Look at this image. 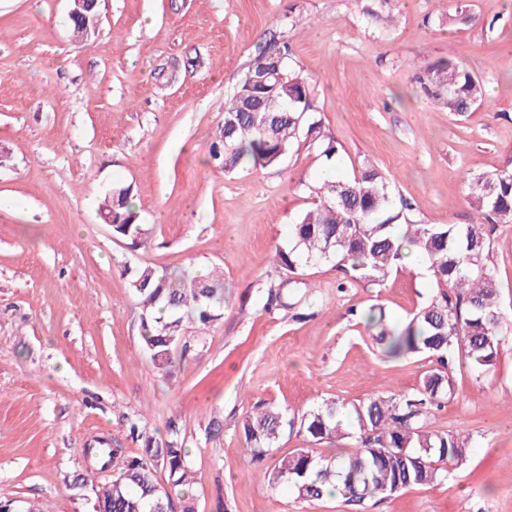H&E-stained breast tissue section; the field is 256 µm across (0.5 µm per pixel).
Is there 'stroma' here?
<instances>
[{
    "instance_id": "35a3bbf8",
    "label": "stroma",
    "mask_w": 512,
    "mask_h": 512,
    "mask_svg": "<svg viewBox=\"0 0 512 512\" xmlns=\"http://www.w3.org/2000/svg\"><path fill=\"white\" fill-rule=\"evenodd\" d=\"M70 8L0 0V506L94 512V487L120 465L84 451L140 456L135 425L189 449L195 512H358L269 483L280 458L345 454L350 440L287 427L255 461L242 420L267 404L298 419L326 400L413 393L429 362L385 359L362 316L379 304L405 320L441 289L410 263L380 283L332 261L289 275L275 248L311 207L324 158L303 145L227 175L209 147L259 50L284 45L339 149L337 175L375 168L411 219L468 223L467 179L512 163V0H100L87 42ZM453 55L486 88L465 114L419 82ZM115 182L147 227L139 249L99 217ZM489 237L512 322V224ZM140 265L224 275L222 318L188 326L189 350L165 371L124 273ZM452 381L428 423L469 438L466 464L365 512H512V335L491 371L455 357Z\"/></svg>"
}]
</instances>
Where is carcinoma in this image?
Segmentation results:
<instances>
[{"label":"carcinoma","mask_w":512,"mask_h":512,"mask_svg":"<svg viewBox=\"0 0 512 512\" xmlns=\"http://www.w3.org/2000/svg\"><path fill=\"white\" fill-rule=\"evenodd\" d=\"M287 51L265 48L249 71L266 70L272 57ZM284 78L258 99L246 79L224 100V136L210 148V158L226 173L244 165L273 166L300 142L319 149L331 161L338 147L310 113L311 86L300 72L281 65ZM427 93L448 111H469L484 96V85L450 57L426 76ZM318 202L293 227L288 245L276 248L275 261L292 275L324 261L356 279L382 282L405 257L418 254L437 283L448 291L391 322L373 306L365 328L390 360L425 355L434 366L424 372L412 394L370 397L358 403L326 401L302 416L299 431L317 443L345 438L341 422L355 425V450L345 456H314L305 449L279 459L269 483L287 485L304 500L339 494L350 506L388 498L414 486L437 482L465 464L469 440L428 429L434 407L453 396L449 357L459 351L482 372L496 362L508 328L497 306L498 288L487 225L512 224V171L488 174L468 183L476 217L469 224H426L406 218L410 204L396 198L385 177L365 167L350 178L338 177L310 188ZM112 217V234L132 248L143 243L132 188L114 183L101 208ZM130 284L142 308V338L157 367L167 369L170 352L182 343L188 325L207 328L221 318L224 286L212 276L185 272L157 275L150 266L130 271ZM282 411L268 406L246 415L241 432L255 456L273 448L284 426ZM143 458L123 463L119 479L94 490L107 512H195L187 452L174 436L156 439L139 434ZM168 485L155 478L156 469Z\"/></svg>","instance_id":"carcinoma-1"}]
</instances>
